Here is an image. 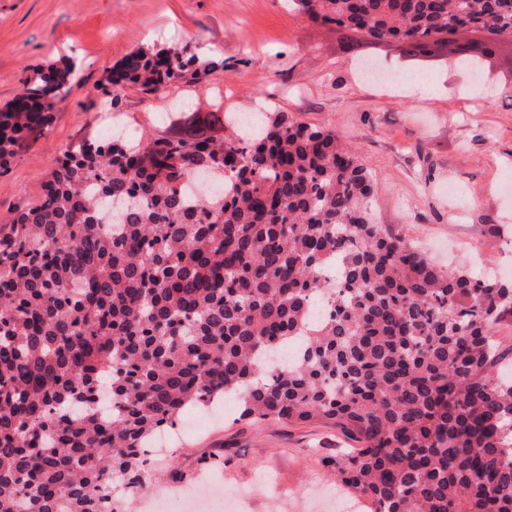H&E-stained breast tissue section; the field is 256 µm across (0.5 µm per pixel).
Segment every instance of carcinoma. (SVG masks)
Instances as JSON below:
<instances>
[{
    "label": "carcinoma",
    "mask_w": 512,
    "mask_h": 512,
    "mask_svg": "<svg viewBox=\"0 0 512 512\" xmlns=\"http://www.w3.org/2000/svg\"><path fill=\"white\" fill-rule=\"evenodd\" d=\"M348 48L417 58L464 31L483 62L512 0H295ZM224 69L138 48L103 78L163 94ZM73 66L0 108V174L52 123ZM192 112L138 140L84 137L0 224V512H105L189 407L324 421L371 512H512V283L432 262L373 222L369 169L336 131L262 114L217 136ZM336 267L339 287L322 272Z\"/></svg>",
    "instance_id": "obj_1"
}]
</instances>
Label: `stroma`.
<instances>
[{
  "instance_id": "obj_1",
  "label": "stroma",
  "mask_w": 512,
  "mask_h": 512,
  "mask_svg": "<svg viewBox=\"0 0 512 512\" xmlns=\"http://www.w3.org/2000/svg\"><path fill=\"white\" fill-rule=\"evenodd\" d=\"M258 44L242 46L244 37ZM182 43L218 54L222 71L175 86L157 99L128 88L122 121L101 105L99 84L131 51ZM364 57L435 85L427 98L363 80ZM75 67L73 91L38 141L0 176V220L34 203L58 154L81 137L111 130L144 134L167 127L180 102L189 111L249 112L267 102L295 120L334 129L357 148L375 184L376 223L405 235L443 265L512 279V61L487 68L485 89L440 55L404 58L362 44L349 52L330 26L292 0H0V106L32 69ZM180 421L166 465L148 466L141 495L118 491L121 512H146L159 498L181 508V491L218 484L213 512H336V484L324 458L349 447L320 422L240 419L235 402L197 409Z\"/></svg>"
}]
</instances>
